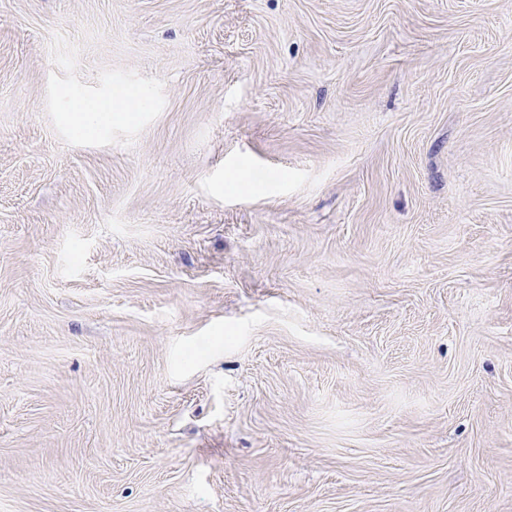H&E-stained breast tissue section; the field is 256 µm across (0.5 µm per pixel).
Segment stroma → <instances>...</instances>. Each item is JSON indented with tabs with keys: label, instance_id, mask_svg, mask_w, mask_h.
Segmentation results:
<instances>
[{
	"label": "stroma",
	"instance_id": "obj_1",
	"mask_svg": "<svg viewBox=\"0 0 512 512\" xmlns=\"http://www.w3.org/2000/svg\"><path fill=\"white\" fill-rule=\"evenodd\" d=\"M0 512H512V0H0ZM72 122L78 131L94 135L112 124V112L102 108L100 112H73Z\"/></svg>",
	"mask_w": 512,
	"mask_h": 512
}]
</instances>
